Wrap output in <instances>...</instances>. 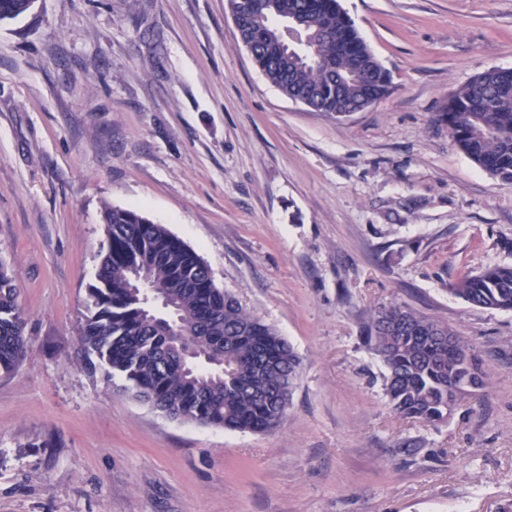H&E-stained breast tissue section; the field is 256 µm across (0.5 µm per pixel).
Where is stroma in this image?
Segmentation results:
<instances>
[{"instance_id": "35a3bbf8", "label": "stroma", "mask_w": 512, "mask_h": 512, "mask_svg": "<svg viewBox=\"0 0 512 512\" xmlns=\"http://www.w3.org/2000/svg\"><path fill=\"white\" fill-rule=\"evenodd\" d=\"M392 77L336 117L283 95L227 0H36L0 22V258L28 351L0 377V512H504L512 311L450 286L512 264V184L441 114L512 69V0H340ZM184 241L301 361L265 433L171 419L82 369L103 210ZM448 323L486 386L394 412L367 344L391 302Z\"/></svg>"}]
</instances>
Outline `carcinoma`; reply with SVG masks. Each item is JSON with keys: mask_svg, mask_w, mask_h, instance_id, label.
<instances>
[{"mask_svg": "<svg viewBox=\"0 0 512 512\" xmlns=\"http://www.w3.org/2000/svg\"><path fill=\"white\" fill-rule=\"evenodd\" d=\"M35 0H0V21L27 13ZM238 28L267 80L320 112L363 110L391 90L389 72L357 31L339 0H253L246 13L229 0ZM309 20L306 59L290 55L283 20ZM457 147L488 174L512 182V73L487 70L458 88L443 112ZM107 246L79 328L86 365L107 383L185 422L268 432L284 418L300 360L288 341L216 285L208 264L163 225L135 211L106 206ZM145 281L176 327L147 316L135 280ZM454 295L482 307L512 310V265L462 274ZM20 290L0 259V375L23 361L28 341ZM367 341L388 371L393 410L426 423L448 416V384L465 363L481 371L468 344L447 324L393 302L371 319ZM191 347L206 369L189 366Z\"/></svg>", "mask_w": 512, "mask_h": 512, "instance_id": "cac0c4a2", "label": "carcinoma"}]
</instances>
